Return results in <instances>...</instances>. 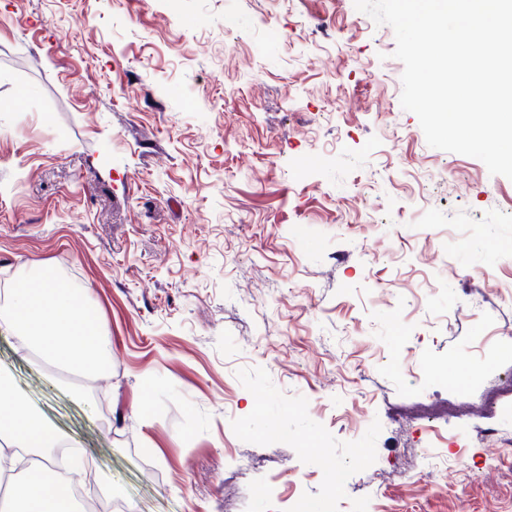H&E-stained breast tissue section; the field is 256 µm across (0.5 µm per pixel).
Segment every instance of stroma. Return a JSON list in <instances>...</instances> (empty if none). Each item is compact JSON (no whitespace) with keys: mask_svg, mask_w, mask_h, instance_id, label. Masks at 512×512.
Segmentation results:
<instances>
[{"mask_svg":"<svg viewBox=\"0 0 512 512\" xmlns=\"http://www.w3.org/2000/svg\"><path fill=\"white\" fill-rule=\"evenodd\" d=\"M395 47L354 0H0V281L56 266L112 356L90 402L0 373L96 493L512 512V180L427 144Z\"/></svg>","mask_w":512,"mask_h":512,"instance_id":"1","label":"stroma"}]
</instances>
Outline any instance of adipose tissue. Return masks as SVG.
<instances>
[{"label":"adipose tissue","mask_w":512,"mask_h":512,"mask_svg":"<svg viewBox=\"0 0 512 512\" xmlns=\"http://www.w3.org/2000/svg\"><path fill=\"white\" fill-rule=\"evenodd\" d=\"M52 271L41 265L33 278L8 283L1 293L0 333L14 339L18 351L36 354L60 371L87 381L111 370L104 354L103 323L91 308L88 290L62 284L32 288ZM73 439L43 419L0 375V476L8 478L10 512H75L68 479L53 472L49 449L74 447Z\"/></svg>","instance_id":"obj_1"}]
</instances>
